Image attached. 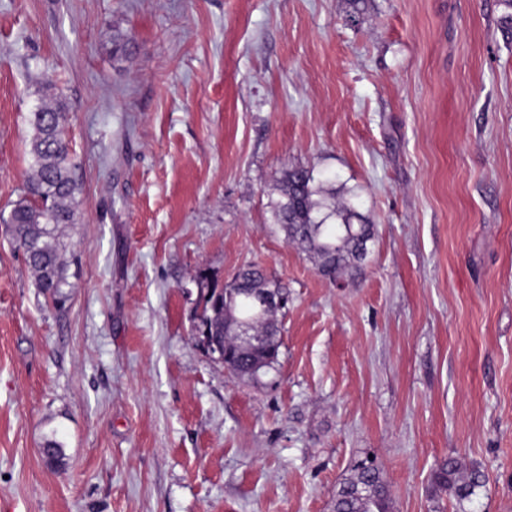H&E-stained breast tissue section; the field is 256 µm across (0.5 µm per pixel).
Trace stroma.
<instances>
[{
	"label": "stroma",
	"instance_id": "35a3bbf8",
	"mask_svg": "<svg viewBox=\"0 0 512 512\" xmlns=\"http://www.w3.org/2000/svg\"><path fill=\"white\" fill-rule=\"evenodd\" d=\"M0 0V211L35 79L80 185L45 302L0 230V512H333L370 457L394 512H512V41L501 0ZM122 32L132 52L113 57ZM354 190L336 287L268 222L275 172ZM288 287L253 385L194 343L195 273ZM63 444L62 468L42 456ZM448 457L485 475L457 510Z\"/></svg>",
	"mask_w": 512,
	"mask_h": 512
}]
</instances>
